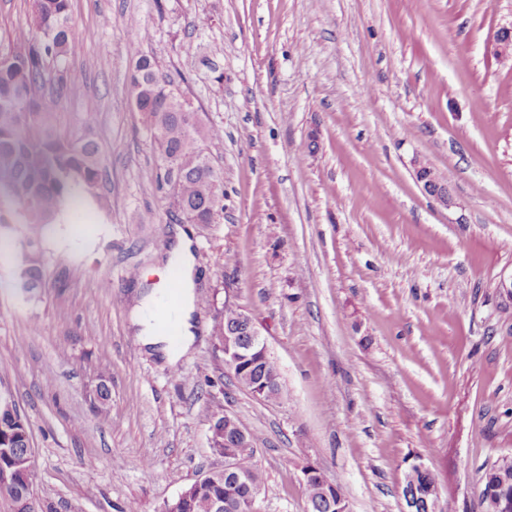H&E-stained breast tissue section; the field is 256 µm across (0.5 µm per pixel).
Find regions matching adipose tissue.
Masks as SVG:
<instances>
[{
    "mask_svg": "<svg viewBox=\"0 0 512 512\" xmlns=\"http://www.w3.org/2000/svg\"><path fill=\"white\" fill-rule=\"evenodd\" d=\"M168 266L177 271L179 288L175 296H168L166 290L154 289L131 315V322L139 342L157 349L168 363H176L195 343V259L193 241L182 227H175ZM172 312L179 335L169 339L161 334L158 321L164 312Z\"/></svg>",
    "mask_w": 512,
    "mask_h": 512,
    "instance_id": "ef3b65f1",
    "label": "adipose tissue"
}]
</instances>
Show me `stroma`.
<instances>
[{
	"label": "stroma",
	"mask_w": 512,
	"mask_h": 512,
	"mask_svg": "<svg viewBox=\"0 0 512 512\" xmlns=\"http://www.w3.org/2000/svg\"><path fill=\"white\" fill-rule=\"evenodd\" d=\"M71 16L79 47L57 68L82 93L56 126L101 144L109 216L0 224V390L31 429L36 512H159L223 468L216 414L254 438L261 512H307L309 465L349 512H403L415 462L441 512H482L486 470L512 456L497 288L512 273V60L494 53L512 0H71ZM31 25L29 0H0V54ZM140 56L224 132L208 147L224 217L191 227L197 338L173 366L130 324L177 223L130 100ZM416 158L454 207L424 194ZM32 250L42 286L25 298ZM228 302L267 338L278 399L228 371L214 333Z\"/></svg>",
	"instance_id": "obj_1"
}]
</instances>
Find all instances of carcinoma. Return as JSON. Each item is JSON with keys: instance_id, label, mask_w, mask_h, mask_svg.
<instances>
[{"instance_id": "obj_1", "label": "carcinoma", "mask_w": 512, "mask_h": 512, "mask_svg": "<svg viewBox=\"0 0 512 512\" xmlns=\"http://www.w3.org/2000/svg\"><path fill=\"white\" fill-rule=\"evenodd\" d=\"M70 0H32V35L28 45L17 51L19 65L0 71V193L15 205L18 224H58L71 217L77 206L103 219L101 188L107 180L102 150L94 139L61 136L55 125L57 99L44 89L59 80L55 66L72 53L76 34L71 23ZM135 111L144 114L154 147L164 163V182L176 209L190 224H217L224 215V197L213 195L223 173L215 168L205 151L206 143L219 141L218 128L202 125L191 104L174 92L173 84L146 57L137 60L131 80ZM42 279L36 256L21 264L19 282L37 288ZM212 449L233 459L249 481H222L196 489L190 499L165 505L163 512H208L214 497L224 498V512H244L247 502L260 489L261 475L252 457L236 448L224 447V435L217 434ZM512 484V456L498 459L485 473L479 493L481 504L502 481ZM435 475L410 476L403 495L411 497L416 512H427L430 487ZM311 512H336L346 506L341 488L323 489L312 478L306 482Z\"/></svg>"}]
</instances>
